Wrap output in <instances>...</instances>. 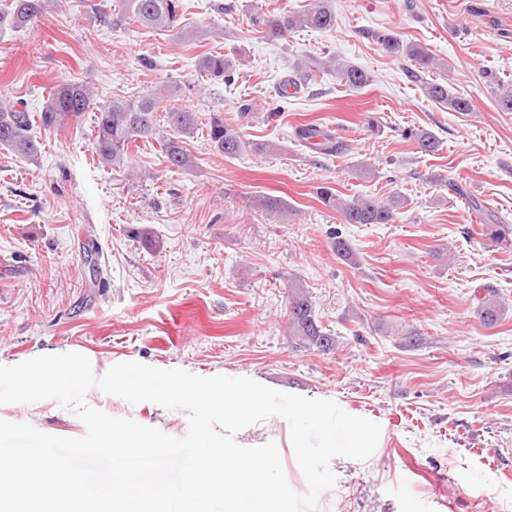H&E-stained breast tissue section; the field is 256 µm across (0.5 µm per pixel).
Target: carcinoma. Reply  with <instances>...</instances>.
Segmentation results:
<instances>
[{
	"label": "carcinoma",
	"instance_id": "cac0c4a2",
	"mask_svg": "<svg viewBox=\"0 0 512 512\" xmlns=\"http://www.w3.org/2000/svg\"><path fill=\"white\" fill-rule=\"evenodd\" d=\"M47 0H12L10 8L0 10V29L23 28L34 23L45 11ZM182 0H121L120 16L112 20L101 17L107 24L125 25L129 22L150 33L176 32L184 34L180 20L183 15ZM253 25L270 40H279L299 29L327 30L335 25L336 18L326 0H318L311 8L301 13L282 12L268 16L254 15ZM378 44L389 53L404 54L415 61L421 69L442 67L440 60L414 45L405 44L390 33L375 36ZM299 72H335L344 85L360 89L371 81L370 74L359 67L340 62L336 56L328 58L307 57L296 62ZM199 70L210 80L229 83L234 80L235 66L222 53L210 52L199 60ZM424 93L434 103L454 112H469V99L456 95L446 82H422ZM160 96L154 93L138 99L114 98L95 102L91 87L83 82H70L58 86L47 98L38 113L27 111L24 103L0 101V148L29 161L38 160L40 147L32 130L38 123L45 129L57 128L66 123L79 121L85 112L94 110L95 132L93 150L100 164L112 169L123 168L130 157L132 147L138 142L157 141L168 167L187 170L193 167V159L186 148L187 139L194 137L199 127L206 128V137L211 149L218 155L233 158L252 150L268 153L274 149L270 143H253L244 138L240 129L224 120V112L214 110L206 119L196 112L181 106L165 108L163 119H158ZM170 131L162 129L160 121ZM297 138L310 148L324 155L343 156L348 148L336 141L325 127L307 123L295 130ZM414 144L425 153L435 152L440 141L424 129L409 134ZM448 193L467 200V204L481 218V235L491 244L507 245L512 242V225L501 221L485 210L478 201L470 198L464 187L450 179ZM316 195L326 207L337 211L345 224H388L396 219L397 210L404 207L405 199L394 196L383 202L371 197L357 195L342 199L327 186L317 188ZM504 308L498 301L496 290L487 288L479 299L478 314L486 325L496 324ZM288 324L290 335L296 344L315 347L322 352L335 348L336 337L324 331L305 291L293 287L288 299Z\"/></svg>",
	"mask_w": 512,
	"mask_h": 512
}]
</instances>
